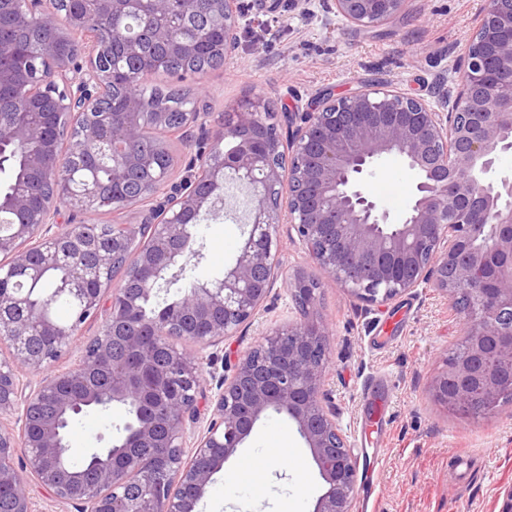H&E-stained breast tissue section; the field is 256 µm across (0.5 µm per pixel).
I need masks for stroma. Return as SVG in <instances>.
Here are the masks:
<instances>
[{"instance_id":"obj_1","label":"stroma","mask_w":512,"mask_h":512,"mask_svg":"<svg viewBox=\"0 0 512 512\" xmlns=\"http://www.w3.org/2000/svg\"><path fill=\"white\" fill-rule=\"evenodd\" d=\"M486 0H409L406 16L365 31L337 16L331 0H238L241 44L224 67L186 76L197 106L221 113L248 97L272 99L280 128L289 112L313 109L325 92L350 93L360 83L391 81L402 92L436 101L454 88L457 58L472 35ZM411 174L399 158L384 159L365 183L391 214L412 201ZM248 199L227 197L223 214L197 225L199 261L184 278L222 276L243 243ZM283 268L303 270L318 284L319 310L330 336L324 388L336 405V421L359 466L378 456L374 489L356 482L352 512H503L512 488V402L487 415L463 414L434 402L432 379L459 345L465 323L450 299L431 282L377 308L365 305L333 281L299 243L282 240ZM303 312L283 282H276L258 315L226 338L212 377L204 382L199 420L213 414L216 378L263 341L272 326L296 323ZM385 406L376 441L363 429L375 403ZM123 408L89 411L70 426V453L82 459L106 441L118 440ZM282 448L300 468H263L267 449ZM326 490L309 448L285 416L269 413L225 462L198 512H312Z\"/></svg>"}]
</instances>
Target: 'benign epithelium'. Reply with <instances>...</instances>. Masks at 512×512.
I'll list each match as a JSON object with an SVG mask.
<instances>
[{
	"instance_id": "obj_1",
	"label": "benign epithelium",
	"mask_w": 512,
	"mask_h": 512,
	"mask_svg": "<svg viewBox=\"0 0 512 512\" xmlns=\"http://www.w3.org/2000/svg\"><path fill=\"white\" fill-rule=\"evenodd\" d=\"M31 28L54 35L41 43V68L17 62L18 47L0 39V112L22 108L4 127L22 147L28 177L18 179L6 201L15 215L0 233V342L10 360L0 362V493L8 512H31L22 472L70 505L74 512H196L213 476L273 411L293 421L327 485L313 512H351L356 458L336 423V407L323 390L330 332L320 316L317 284L297 269L284 282L306 310L295 324L272 327L218 385L213 417L200 431L203 357L177 347L183 338L215 347L236 335L260 310L280 272L281 228L295 232L309 255L357 300L383 307L430 281L457 306L467 328L461 350L448 356L430 394L445 407L493 412L512 391V176H497L502 154L512 152V0H487L473 36L459 58L454 90H441V109L398 91L392 84L363 83L345 95L327 93L315 109L288 114V142L269 117V99H246L225 122L195 109L185 128H215L214 143L200 153L201 167L179 184L169 175L146 183L134 200L138 224L97 230L101 185L83 181L74 190L50 166L52 158L93 167L114 159L112 196L127 206L132 172L150 174L157 159L136 152L140 104L99 111L112 82L102 63L98 34L86 25L92 13L117 22L156 7L163 27L147 25L134 36L114 35L122 55L144 56L145 42L184 56L196 43L176 37L197 0H83L86 11L64 16L60 0H8ZM408 0H333L336 14L361 30L395 22ZM209 22L224 30V58L238 48V0H218ZM83 47L84 62L72 52ZM10 90L17 96L4 97ZM236 141L226 154L220 144ZM397 156L413 176L412 204L398 217L381 208L364 186L380 160ZM250 191L244 241L220 278L194 281L168 315L146 321L142 301L167 291L192 252L193 222L224 210L217 190L226 178ZM51 186L52 203L31 208L33 179ZM64 203L82 216L80 229L59 222ZM124 261L121 287L110 272ZM60 268L54 295L79 305L70 322L45 314L23 291ZM104 313L99 334L80 347L74 364H55L82 335L83 325ZM41 375L25 392L19 371ZM51 400L55 411L44 413ZM121 406L132 415L117 443L88 453L89 476H64L69 456L67 423L94 408ZM145 448L154 449L146 458ZM23 455V470L14 460Z\"/></svg>"
}]
</instances>
